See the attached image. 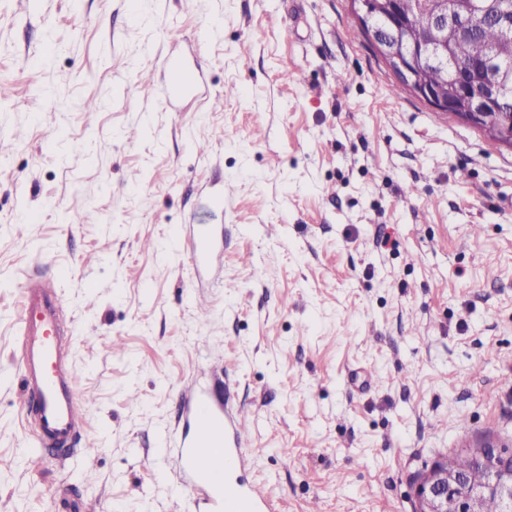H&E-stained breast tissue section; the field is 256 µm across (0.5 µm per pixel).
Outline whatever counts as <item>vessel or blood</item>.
Segmentation results:
<instances>
[{
	"mask_svg": "<svg viewBox=\"0 0 512 512\" xmlns=\"http://www.w3.org/2000/svg\"><path fill=\"white\" fill-rule=\"evenodd\" d=\"M168 80L164 95L172 99L194 90L197 68L167 59ZM216 229L211 225L190 228L188 254L194 265L207 264L213 255ZM22 316L19 336L23 407L37 405L32 458L44 462L49 442H65L84 422L81 397L68 366L69 350L56 336L57 299L42 286L28 282L21 289ZM221 379L212 386L183 389L182 435L176 464L184 489L195 498L200 512H274L266 492L238 482L243 468L246 434L244 411L225 405Z\"/></svg>",
	"mask_w": 512,
	"mask_h": 512,
	"instance_id": "vessel-or-blood-1",
	"label": "vessel or blood"
}]
</instances>
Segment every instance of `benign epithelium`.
Wrapping results in <instances>:
<instances>
[{
	"mask_svg": "<svg viewBox=\"0 0 512 512\" xmlns=\"http://www.w3.org/2000/svg\"><path fill=\"white\" fill-rule=\"evenodd\" d=\"M395 2L350 0V6L356 23L366 31L368 40L399 83L433 110L451 113L512 148V112L504 111L502 84L491 80L479 90L472 80V73L477 69L497 76L506 71L493 53H488L473 67L455 69L454 83L446 97L417 76L424 67L450 60L448 30L464 35L483 26L488 17L483 15L473 22L467 17L454 16L445 6L437 8L434 35L417 51L403 41V26ZM466 455L471 459L467 470H458L448 460L440 461L416 480L415 512H469L471 499L481 495L496 496L500 512H512V453L488 440Z\"/></svg>",
	"mask_w": 512,
	"mask_h": 512,
	"instance_id": "1",
	"label": "benign epithelium"
}]
</instances>
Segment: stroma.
<instances>
[{
  "mask_svg": "<svg viewBox=\"0 0 512 512\" xmlns=\"http://www.w3.org/2000/svg\"><path fill=\"white\" fill-rule=\"evenodd\" d=\"M168 54L200 72L172 107ZM1 80L0 512H197L160 434L218 365L280 512H413L433 462L512 446V148L396 91L348 0H0ZM185 224L224 227L205 278ZM29 275L93 395L39 471Z\"/></svg>",
  "mask_w": 512,
  "mask_h": 512,
  "instance_id": "obj_1",
  "label": "stroma"
}]
</instances>
